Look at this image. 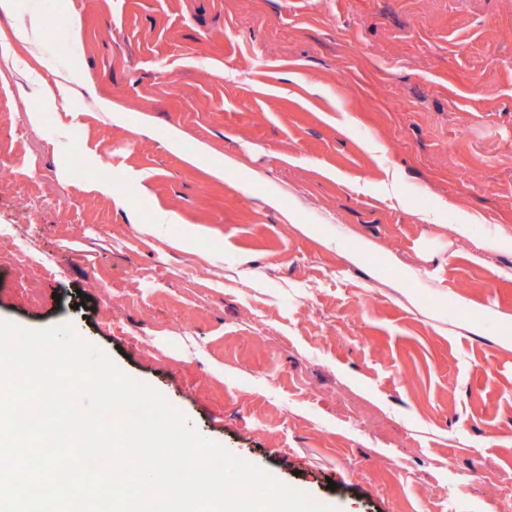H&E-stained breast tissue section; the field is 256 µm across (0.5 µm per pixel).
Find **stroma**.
Returning a JSON list of instances; mask_svg holds the SVG:
<instances>
[{"label": "stroma", "instance_id": "1", "mask_svg": "<svg viewBox=\"0 0 512 512\" xmlns=\"http://www.w3.org/2000/svg\"><path fill=\"white\" fill-rule=\"evenodd\" d=\"M0 53V319L335 512H512V0H14Z\"/></svg>", "mask_w": 512, "mask_h": 512}]
</instances>
